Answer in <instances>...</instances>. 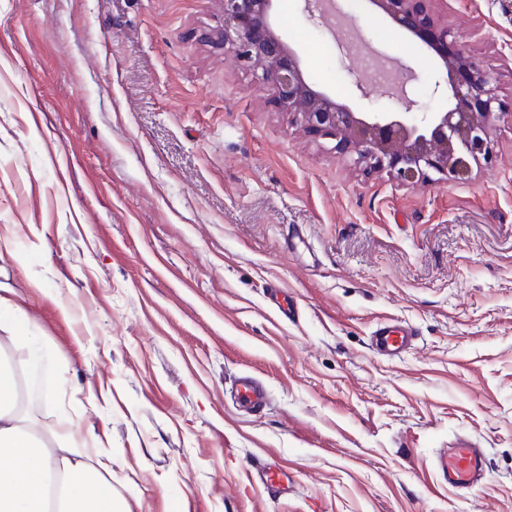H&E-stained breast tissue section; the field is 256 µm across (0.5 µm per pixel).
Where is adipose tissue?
I'll return each instance as SVG.
<instances>
[{
  "label": "adipose tissue",
  "mask_w": 512,
  "mask_h": 512,
  "mask_svg": "<svg viewBox=\"0 0 512 512\" xmlns=\"http://www.w3.org/2000/svg\"><path fill=\"white\" fill-rule=\"evenodd\" d=\"M18 376L0 358V512H126L112 493L111 456H91L60 423L52 438L31 429L16 408Z\"/></svg>",
  "instance_id": "obj_1"
}]
</instances>
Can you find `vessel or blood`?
<instances>
[{
	"label": "vessel or blood",
	"mask_w": 512,
	"mask_h": 512,
	"mask_svg": "<svg viewBox=\"0 0 512 512\" xmlns=\"http://www.w3.org/2000/svg\"><path fill=\"white\" fill-rule=\"evenodd\" d=\"M415 331L411 326L388 323L376 329L372 349L386 357H397L410 348ZM238 403L245 408L258 409L267 403V390L261 380L250 374L239 376L234 384ZM435 468L449 487L479 491L487 477L485 451L468 440L438 453Z\"/></svg>",
	"instance_id": "b4317fda"
}]
</instances>
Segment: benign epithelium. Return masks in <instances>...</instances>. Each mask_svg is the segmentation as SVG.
I'll list each match as a JSON object with an SVG mask.
<instances>
[{
  "instance_id": "1",
  "label": "benign epithelium",
  "mask_w": 512,
  "mask_h": 512,
  "mask_svg": "<svg viewBox=\"0 0 512 512\" xmlns=\"http://www.w3.org/2000/svg\"><path fill=\"white\" fill-rule=\"evenodd\" d=\"M275 0H224L218 45L254 72L272 93L276 108L308 133L335 141L333 149L367 172L385 171L401 184L461 180L472 165L493 162L492 130L501 102L491 75L456 46L438 0H369L390 23L414 38L447 75L451 108L415 112L407 80L397 96L404 112H354L305 79L297 53L272 19Z\"/></svg>"
}]
</instances>
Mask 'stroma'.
I'll return each mask as SVG.
<instances>
[{"label":"stroma","mask_w":512,"mask_h":512,"mask_svg":"<svg viewBox=\"0 0 512 512\" xmlns=\"http://www.w3.org/2000/svg\"><path fill=\"white\" fill-rule=\"evenodd\" d=\"M340 6L358 48L273 4L311 83L404 111L355 88L361 49L447 110L431 52ZM448 25L511 103L512 0H448ZM223 26L222 0H0V289L54 356L32 423L111 456L130 512H512V114L493 165L404 186L278 111L201 41ZM386 322L417 333L395 358ZM244 372L260 411L231 396ZM460 437L487 455L473 494L433 467ZM415 330L409 325L388 323L376 329L372 338V349L386 357H398L412 345Z\"/></svg>","instance_id":"35a3bbf8"}]
</instances>
